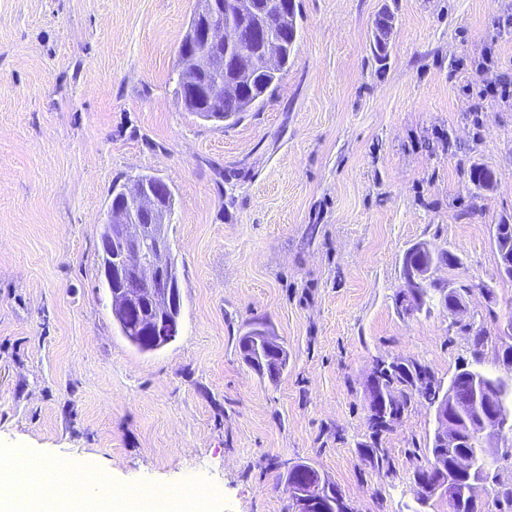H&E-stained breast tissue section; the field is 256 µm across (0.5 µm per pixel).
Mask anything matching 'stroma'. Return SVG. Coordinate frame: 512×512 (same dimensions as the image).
Wrapping results in <instances>:
<instances>
[{
  "instance_id": "stroma-1",
  "label": "stroma",
  "mask_w": 512,
  "mask_h": 512,
  "mask_svg": "<svg viewBox=\"0 0 512 512\" xmlns=\"http://www.w3.org/2000/svg\"><path fill=\"white\" fill-rule=\"evenodd\" d=\"M296 3L287 71L227 126L176 94L196 0H0V448L94 467L114 497L167 489L186 512H288L298 461L355 512H416L433 411L414 398L375 467L365 385L379 359L449 383L464 324L512 319L493 238L512 223V0ZM143 174L175 194L180 288L179 332L152 352L114 325L98 251L113 184ZM422 242L460 259L431 273L469 286L460 312L402 311ZM263 322L288 345L275 382L237 347ZM392 21L393 17L387 11L381 12L375 20L373 54L379 61H383L387 57V40L392 28Z\"/></svg>"
}]
</instances>
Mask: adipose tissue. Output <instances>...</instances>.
I'll return each mask as SVG.
<instances>
[{
  "instance_id": "adipose-tissue-1",
  "label": "adipose tissue",
  "mask_w": 512,
  "mask_h": 512,
  "mask_svg": "<svg viewBox=\"0 0 512 512\" xmlns=\"http://www.w3.org/2000/svg\"><path fill=\"white\" fill-rule=\"evenodd\" d=\"M87 473V468L67 459L32 471L26 480L30 492L12 495V512H75L79 507H94L98 512H145L140 493L131 491L112 500L99 485L86 483Z\"/></svg>"
}]
</instances>
